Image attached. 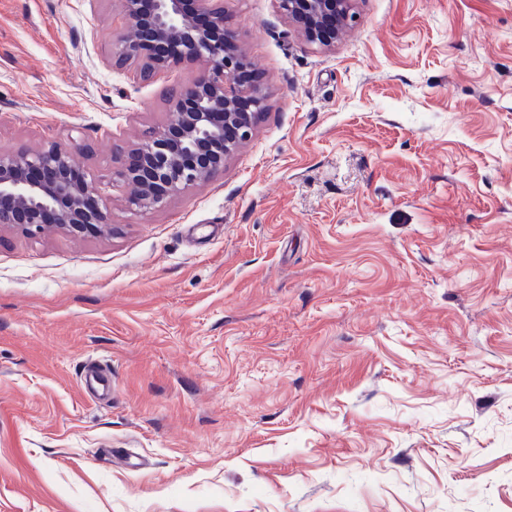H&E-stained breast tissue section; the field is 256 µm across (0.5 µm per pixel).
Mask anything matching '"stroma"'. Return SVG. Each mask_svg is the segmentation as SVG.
Segmentation results:
<instances>
[{
  "label": "stroma",
  "mask_w": 512,
  "mask_h": 512,
  "mask_svg": "<svg viewBox=\"0 0 512 512\" xmlns=\"http://www.w3.org/2000/svg\"><path fill=\"white\" fill-rule=\"evenodd\" d=\"M355 12L326 48L224 0L268 108L135 214L123 151L202 61L144 81L120 0H0V151L81 143L116 227L0 230V512H512V0ZM106 374L109 375L107 369L90 362L83 369V384L86 388H91L103 395L109 387V378Z\"/></svg>",
  "instance_id": "1"
}]
</instances>
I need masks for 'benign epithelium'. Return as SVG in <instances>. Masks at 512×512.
<instances>
[{
  "mask_svg": "<svg viewBox=\"0 0 512 512\" xmlns=\"http://www.w3.org/2000/svg\"><path fill=\"white\" fill-rule=\"evenodd\" d=\"M139 2L125 0L130 33L112 40V61H137L147 44L178 39L185 54L205 62L195 80L171 90L170 122L128 150L118 171L121 180L135 187L129 205L151 210L224 172L228 156L252 137L269 92L259 79L242 76L248 61L233 33L224 28V7L218 0H196L203 26L195 25L184 11V0H150L146 16ZM277 2L288 22L312 43H325L319 30L326 21L336 24L339 36L356 23L353 0ZM168 67L169 59L153 55L143 63L140 77ZM217 112L224 122L213 120ZM81 149L78 142L69 148L52 142L37 150L0 152V228L18 229L31 238L47 224L73 236L110 230V211L100 187L83 176L72 177L73 152Z\"/></svg>",
  "mask_w": 512,
  "mask_h": 512,
  "instance_id": "benign-epithelium-1",
  "label": "benign epithelium"
}]
</instances>
